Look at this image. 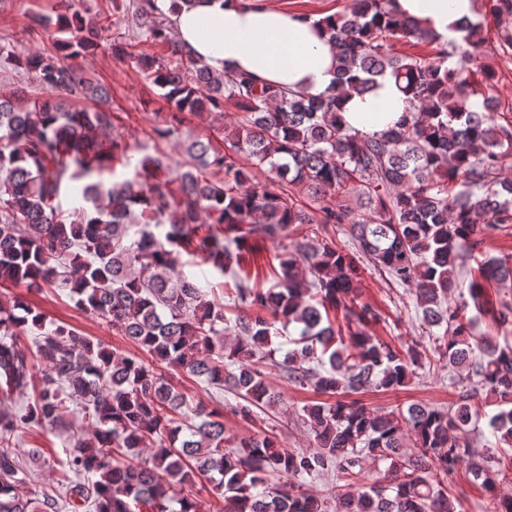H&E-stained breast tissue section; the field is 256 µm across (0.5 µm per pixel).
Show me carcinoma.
Masks as SVG:
<instances>
[{
	"label": "carcinoma",
	"instance_id": "obj_1",
	"mask_svg": "<svg viewBox=\"0 0 512 512\" xmlns=\"http://www.w3.org/2000/svg\"><path fill=\"white\" fill-rule=\"evenodd\" d=\"M493 19L512 16V0H488ZM157 0H140L145 38L172 43L168 60L118 50L136 60L177 112H222L223 148L208 137L184 145L190 158L174 173L161 159L133 160L129 147L96 130L112 127L102 109L109 92L67 63L96 45L102 20L79 10L56 15L65 37L55 49L15 64L57 98L29 100L0 91V512H200L193 486L207 476L224 512H463L448 475L467 467L481 482L492 512H512V344L477 333V316L512 330V299L490 301L485 289L512 282V254L484 255L491 227L512 224V124H499L496 72L478 62L484 21L465 19L462 42L397 17L391 0H352L326 17L336 48V84L307 96L260 85L247 74L224 76L185 52L154 24ZM434 45L428 58L399 56L397 37ZM390 74L406 109L378 136L346 128L338 112L349 93L365 94ZM72 96L93 109L69 104ZM134 175L106 182L113 161ZM266 168L262 184L253 169ZM224 177L211 180L207 170ZM85 207L64 215L66 192ZM315 208L305 210L295 192ZM305 228L297 239L293 233ZM353 249L336 246V232ZM290 243L275 254L278 282L264 290L243 268L259 240ZM198 254L219 274L232 272L224 296L237 310L208 298L189 278L181 252ZM409 289L427 341L400 352L369 333L382 315L362 296L364 261ZM46 284L80 311L109 322L150 360L94 342L54 322L10 292ZM468 288L469 299L450 302ZM294 326L293 348L275 358L276 324ZM34 333L31 344L25 335ZM233 335L228 343L224 336ZM441 360L467 385L448 408L413 403L372 411L347 400L368 388L397 390ZM335 397L302 408L316 448L282 446L267 410L279 404L269 374ZM187 373L233 394V413L264 430L240 441L226 433L224 411L209 408L174 384ZM83 436L65 449L67 469L51 491L27 486L20 434L63 424L70 406ZM496 406L479 452L465 439ZM388 463L386 483L336 492L359 477L362 462ZM275 476L279 483H269ZM333 481L327 493L306 478Z\"/></svg>",
	"mask_w": 512,
	"mask_h": 512
}]
</instances>
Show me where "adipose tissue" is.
Returning a JSON list of instances; mask_svg holds the SVG:
<instances>
[{"label":"adipose tissue","instance_id":"ef3b65f1","mask_svg":"<svg viewBox=\"0 0 512 512\" xmlns=\"http://www.w3.org/2000/svg\"><path fill=\"white\" fill-rule=\"evenodd\" d=\"M394 9L442 41L460 39L462 20L474 18L478 0H393ZM177 42L213 71L246 73L259 84L278 85L312 96L336 80L335 52L323 27L274 0H193L169 14ZM404 96L391 76L379 78L365 96L347 97L340 118L364 135L393 127Z\"/></svg>","mask_w":512,"mask_h":512}]
</instances>
